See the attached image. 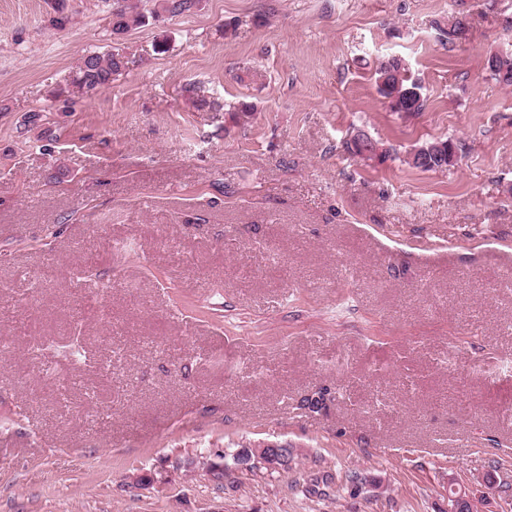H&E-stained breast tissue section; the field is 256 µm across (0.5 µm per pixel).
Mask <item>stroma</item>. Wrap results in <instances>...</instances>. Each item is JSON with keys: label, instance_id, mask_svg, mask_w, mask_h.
<instances>
[{"label": "stroma", "instance_id": "obj_1", "mask_svg": "<svg viewBox=\"0 0 512 512\" xmlns=\"http://www.w3.org/2000/svg\"><path fill=\"white\" fill-rule=\"evenodd\" d=\"M135 2L0 0V512H512V0ZM118 6L112 9V30L121 33L132 26L141 23L139 13L135 11V7L128 8L120 5V0H116ZM123 66L122 56L117 52L94 53L83 58L77 68L76 82L81 87L101 89L112 81V75ZM406 72L401 59L392 57L378 63L373 77L379 95L385 100H390L388 106L390 111L401 114V116L402 114L412 116L422 112L425 106V98L421 85L410 79ZM385 73H391V75L384 82H381ZM284 448L275 444H267L263 445L259 448H248L247 453L242 452L238 459L237 463L241 466H244L245 469H252L253 466V456L254 454L256 458L260 456L264 457L265 465L269 468H286L288 466V458L284 454ZM267 467H255V469L267 468Z\"/></svg>", "mask_w": 512, "mask_h": 512}]
</instances>
